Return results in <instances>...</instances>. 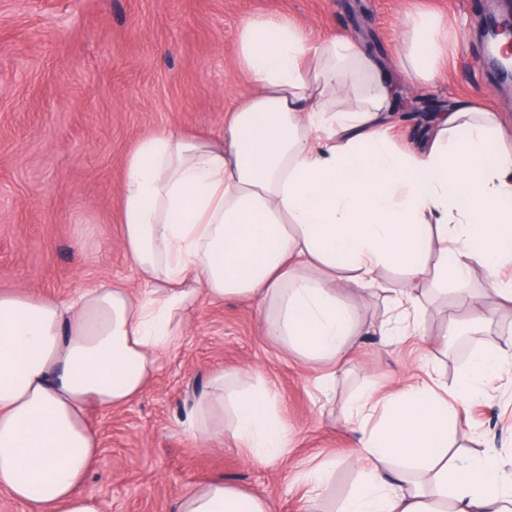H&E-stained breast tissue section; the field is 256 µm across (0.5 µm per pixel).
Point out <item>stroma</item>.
Here are the masks:
<instances>
[{"label":"stroma","instance_id":"1","mask_svg":"<svg viewBox=\"0 0 512 512\" xmlns=\"http://www.w3.org/2000/svg\"><path fill=\"white\" fill-rule=\"evenodd\" d=\"M512 0H0V290L69 300L108 280L139 289L121 242L119 186L143 136L176 131L207 138L250 86L234 54L241 22L283 15L312 39L344 33L363 41L385 80L403 14L428 12L452 36L435 82L413 87L415 112L395 104L391 134L420 143L437 113L469 102L501 113L512 135V85L498 84L483 60L484 16ZM469 326L468 312L431 310L420 341L385 346L364 336L336 372V391L320 403L322 368L305 364L265 337L256 301L201 300L185 340L166 352L141 395L110 411L90 410L101 442L86 484L104 512H173L189 486L213 477L270 498L276 512H302L305 473L334 470L321 503L334 512L361 480L343 412L364 387L386 393L421 371L428 342L447 317ZM258 372L277 393L288 446L272 462L188 431L197 398L219 372ZM465 452L512 461V377L457 405Z\"/></svg>","mask_w":512,"mask_h":512}]
</instances>
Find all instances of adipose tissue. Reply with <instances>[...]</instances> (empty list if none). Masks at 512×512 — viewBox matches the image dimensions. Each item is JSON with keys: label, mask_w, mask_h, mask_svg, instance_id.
<instances>
[{"label": "adipose tissue", "mask_w": 512, "mask_h": 512, "mask_svg": "<svg viewBox=\"0 0 512 512\" xmlns=\"http://www.w3.org/2000/svg\"><path fill=\"white\" fill-rule=\"evenodd\" d=\"M448 34L436 16L408 17L401 72L432 83ZM235 62L250 77L216 138L142 137L120 198L124 249L139 292L101 281L59 302L0 291V490L24 512H102L84 490L100 441L89 408L121 407L161 354L186 335L200 298L258 300L266 337L309 365L339 368L363 333L340 296L385 294L387 344L420 334L433 298L455 292L473 318L512 303V147L499 115L463 102L438 113L419 152L382 124L396 87L353 38L322 42L279 15L245 20ZM501 140L497 150L488 142ZM488 286H469L474 267ZM398 278L381 282L382 270ZM512 372V339L476 350L457 390L467 396ZM217 374L188 419L250 460L277 458L288 426L264 381ZM448 385L425 372L384 396L360 391L344 424L364 469L338 512H512V470L457 456ZM257 494L215 478L188 488L176 512H272Z\"/></svg>", "instance_id": "1"}]
</instances>
